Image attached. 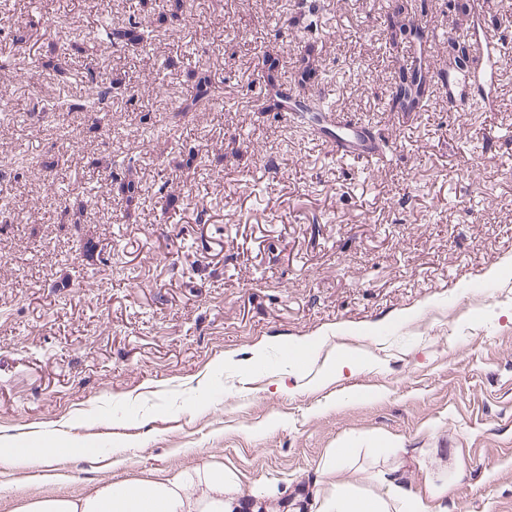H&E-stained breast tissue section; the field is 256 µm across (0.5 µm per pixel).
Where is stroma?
I'll use <instances>...</instances> for the list:
<instances>
[{"label":"stroma","mask_w":512,"mask_h":512,"mask_svg":"<svg viewBox=\"0 0 512 512\" xmlns=\"http://www.w3.org/2000/svg\"><path fill=\"white\" fill-rule=\"evenodd\" d=\"M130 0H7L0 8V439L89 455L0 465L15 498L79 497L98 485L223 465L240 497L274 490L279 512L336 480L377 491L393 468L411 489L466 475L448 512H512V76L496 112L388 107L407 51L384 34L389 0H314L328 102L388 142L376 169L336 159L306 127L243 111L258 55L292 61L291 0H192L181 24L119 53L100 33ZM23 44H16L17 35ZM227 39L218 51L219 39ZM85 43L68 78L47 44ZM180 57L183 67H167ZM122 79L135 109L72 112L88 67ZM189 68L224 100L180 125ZM40 115H33L34 100ZM152 127L140 122L143 114ZM134 147L143 202L105 187L96 162ZM195 147L193 169L175 168ZM172 190L160 199V185ZM86 202L61 222L54 195ZM352 365L327 376L325 359ZM353 455L328 473L342 444ZM433 456L429 471L415 460Z\"/></svg>","instance_id":"stroma-1"}]
</instances>
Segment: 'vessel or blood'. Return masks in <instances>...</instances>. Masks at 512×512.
Returning <instances> with one entry per match:
<instances>
[{
	"label": "vessel or blood",
	"instance_id": "vessel-or-blood-1",
	"mask_svg": "<svg viewBox=\"0 0 512 512\" xmlns=\"http://www.w3.org/2000/svg\"><path fill=\"white\" fill-rule=\"evenodd\" d=\"M495 0H450L453 20L450 30L416 36L409 42V53L401 68L416 72L423 80L425 93H437L452 112L491 109L499 99L503 77L512 67V56L504 49L503 38L491 26ZM467 54L473 63L456 67L452 58ZM288 98L280 106L286 117L313 116V135L338 158L385 162L380 137L374 130L344 113L330 108L310 113V106L324 98L318 84L305 81L302 73L287 84Z\"/></svg>",
	"mask_w": 512,
	"mask_h": 512
}]
</instances>
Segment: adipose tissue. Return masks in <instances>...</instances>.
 Listing matches in <instances>:
<instances>
[{"label":"adipose tissue","mask_w":512,"mask_h":512,"mask_svg":"<svg viewBox=\"0 0 512 512\" xmlns=\"http://www.w3.org/2000/svg\"><path fill=\"white\" fill-rule=\"evenodd\" d=\"M463 474L456 469L452 478L430 479L414 492L399 476L384 471L378 475L382 493L360 495L333 482L317 491L316 500L319 512H447L448 492ZM234 485L232 473L206 463L163 480L108 482L79 498H22L11 512H277L270 501L245 503Z\"/></svg>","instance_id":"1"}]
</instances>
